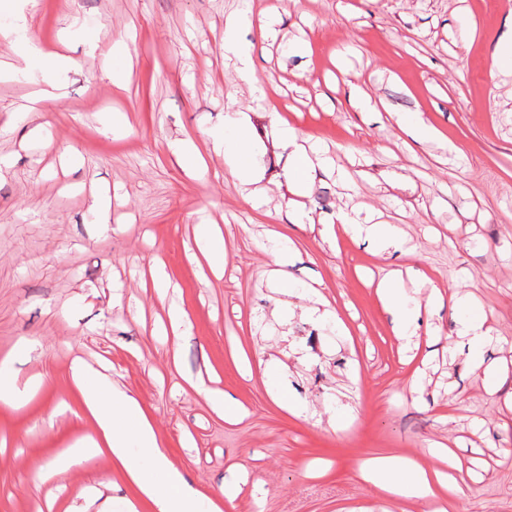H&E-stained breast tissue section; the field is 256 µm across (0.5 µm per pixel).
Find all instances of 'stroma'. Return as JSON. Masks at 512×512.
I'll use <instances>...</instances> for the list:
<instances>
[{
    "instance_id": "1",
    "label": "stroma",
    "mask_w": 512,
    "mask_h": 512,
    "mask_svg": "<svg viewBox=\"0 0 512 512\" xmlns=\"http://www.w3.org/2000/svg\"><path fill=\"white\" fill-rule=\"evenodd\" d=\"M274 8L277 35L254 55L259 100L224 59V18ZM27 18L75 65L54 76L58 103L31 108L47 84L21 71L0 0V64L17 70L0 79V359L23 392L0 401V512H155L106 455L28 494L39 468L97 433L78 360L140 402L168 461L222 512H423L364 474L382 457L442 470L448 449L469 488L459 512H512V399L484 388L512 382V66L491 58L512 0H38ZM120 38L131 77L116 86L105 70ZM353 83L378 111L349 101ZM275 114L329 161L306 195L284 177ZM400 114L443 140L416 143ZM228 115L255 129L261 200L214 149ZM175 140L205 169L179 165ZM341 211L391 225L414 254L351 238ZM202 224L224 237L223 271L190 259ZM274 232L295 287L277 283ZM411 267L442 298L468 285L494 330L482 363L445 306L422 313L415 343L394 334L376 285Z\"/></svg>"
}]
</instances>
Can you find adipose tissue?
Listing matches in <instances>:
<instances>
[{"label": "adipose tissue", "mask_w": 512, "mask_h": 512, "mask_svg": "<svg viewBox=\"0 0 512 512\" xmlns=\"http://www.w3.org/2000/svg\"><path fill=\"white\" fill-rule=\"evenodd\" d=\"M244 26L238 15L226 18L224 57L232 61L236 80L252 88L256 85L254 46L242 40L240 32ZM11 37L18 56L28 66L63 68L69 63L68 57L45 51L27 24L16 25ZM278 137L282 148L288 149L294 160L285 174L289 185L306 187L315 164L305 139L285 126L279 127ZM211 138L217 146L223 147L224 161L232 175L243 183L254 182L255 168L246 160L251 149L250 130L228 118L222 129L212 131ZM336 221L351 236L375 241L382 253L392 256L405 252L403 240L390 225L360 224L345 213L338 214ZM402 283L401 270L389 271L378 284V296L384 309L393 316L396 336L409 341L419 334L422 308L438 306L439 301L432 295H420V288L426 284L423 274L415 276V291H405ZM448 303L459 316L458 333L466 340L469 358L477 359L492 339L486 315L472 308L467 294L455 284L448 287ZM73 381L85 411L97 424V436L86 444L67 449L51 465L40 468L33 489H40L45 480L62 475L83 460L106 453L122 464L128 480L142 497L154 504L157 512H200L198 492L169 463L139 402L107 383L102 375L91 374L79 363L73 367ZM150 469L155 471V478L147 477L146 472ZM368 478L374 482L382 481L385 490L395 497L426 501L433 498V486L439 482L440 475L395 458H384L369 470Z\"/></svg>", "instance_id": "obj_1"}]
</instances>
